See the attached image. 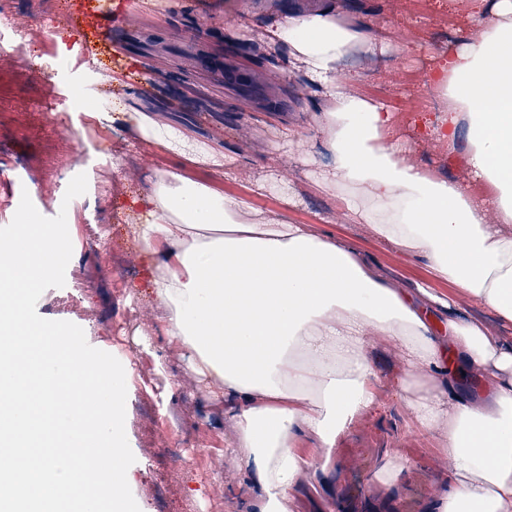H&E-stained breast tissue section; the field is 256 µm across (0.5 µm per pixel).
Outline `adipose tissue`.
Returning a JSON list of instances; mask_svg holds the SVG:
<instances>
[{
  "label": "adipose tissue",
  "instance_id": "1",
  "mask_svg": "<svg viewBox=\"0 0 512 512\" xmlns=\"http://www.w3.org/2000/svg\"><path fill=\"white\" fill-rule=\"evenodd\" d=\"M469 2L475 30L437 67L428 128L463 156L469 188L410 163L391 107L337 82L353 53L384 50L345 0L288 8L263 38L315 92L313 131L330 157L315 187L512 324V0ZM123 118L163 152L227 164L179 127L137 110ZM138 204L144 217L131 233L151 273L148 294L198 380L219 388L235 427L231 446L256 490L250 512H291L298 474L327 473L339 434L374 407L365 352L373 332L433 374L402 382L413 424L425 433L445 426L453 459L447 493L426 512H512V346L483 321L427 283L392 287L349 243L310 225L244 222L248 199L181 173L160 172ZM467 372L482 376L486 392L466 386ZM302 437L318 456L297 452Z\"/></svg>",
  "mask_w": 512,
  "mask_h": 512
}]
</instances>
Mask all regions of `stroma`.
Masks as SVG:
<instances>
[{"instance_id":"obj_1","label":"stroma","mask_w":512,"mask_h":512,"mask_svg":"<svg viewBox=\"0 0 512 512\" xmlns=\"http://www.w3.org/2000/svg\"><path fill=\"white\" fill-rule=\"evenodd\" d=\"M354 16L393 45L410 43L406 58L356 55L337 75L340 83L386 100L395 137L408 160L451 171L469 184L459 155L420 135L430 109L427 75L449 42L471 29L465 0L454 8L439 0H353ZM318 0H0V227L8 225L22 193L44 216L66 210L72 258L61 288L43 292L38 314L79 325L88 343L124 367L125 431L136 458L127 472L144 512H249L255 494L246 486L227 441L234 431L224 403L198 383L188 352L166 336L157 302L132 295L149 272L130 226L141 215L132 205L159 172L180 171L213 185L224 196L249 195L264 177L279 190L250 196L249 220L285 216L351 241L375 260L398 288L433 282L437 292L482 319L512 345L504 325L453 284L432 280L426 263L384 243L358 224L334 198L313 191L306 155L321 150L314 134L280 142L282 123H306L313 90L288 73L262 44L264 24L293 5L309 11ZM83 12L75 26V12ZM248 27V41L228 43L231 26ZM112 109L96 114V99ZM136 109L162 123L189 128L203 142H220L233 178L160 153L136 137L121 113ZM86 174L85 195L64 202L69 181ZM293 202L284 205L281 189ZM377 376L379 410L357 415L336 439L329 477L336 497L322 508L313 473L298 475L295 512H425L446 490L451 460L444 433L422 435L408 426L400 381L409 371L404 352L381 336L368 339ZM408 462L395 487L376 479L383 454Z\"/></svg>"}]
</instances>
